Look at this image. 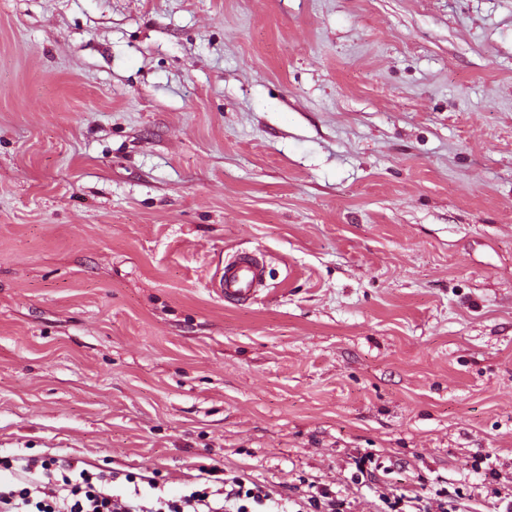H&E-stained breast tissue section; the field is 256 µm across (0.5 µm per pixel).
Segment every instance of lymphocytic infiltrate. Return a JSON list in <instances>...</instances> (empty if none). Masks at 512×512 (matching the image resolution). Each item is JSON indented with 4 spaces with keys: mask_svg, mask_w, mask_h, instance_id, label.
I'll return each instance as SVG.
<instances>
[{
    "mask_svg": "<svg viewBox=\"0 0 512 512\" xmlns=\"http://www.w3.org/2000/svg\"><path fill=\"white\" fill-rule=\"evenodd\" d=\"M37 468L42 477L28 486L0 487V512H246L243 503L247 500L268 512H288L266 486L246 484L238 475L220 476L215 467L201 469L203 489L176 500L137 487L126 493L114 492L112 477L91 473L71 461L57 465L50 459L29 460L21 470L29 473Z\"/></svg>",
    "mask_w": 512,
    "mask_h": 512,
    "instance_id": "f902f5d3",
    "label": "lymphocytic infiltrate"
}]
</instances>
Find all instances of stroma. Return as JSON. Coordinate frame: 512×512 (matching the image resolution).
<instances>
[{
	"instance_id": "35a3bbf8",
	"label": "stroma",
	"mask_w": 512,
	"mask_h": 512,
	"mask_svg": "<svg viewBox=\"0 0 512 512\" xmlns=\"http://www.w3.org/2000/svg\"><path fill=\"white\" fill-rule=\"evenodd\" d=\"M19 455L502 512L512 0H0V483ZM264 286V266L254 252L238 251L225 263L218 280L219 292L228 302H243L256 297Z\"/></svg>"
}]
</instances>
